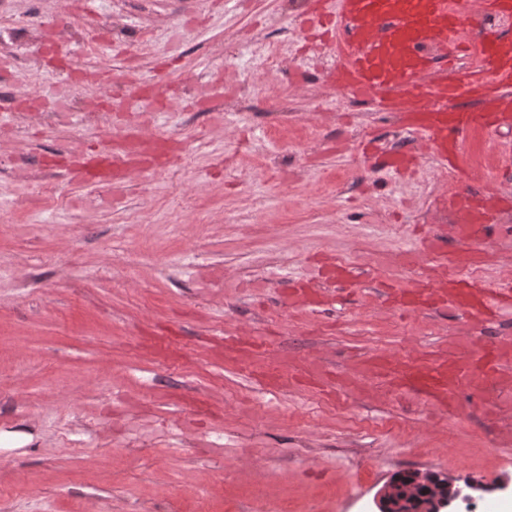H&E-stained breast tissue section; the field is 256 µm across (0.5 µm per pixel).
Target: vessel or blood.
<instances>
[{
	"mask_svg": "<svg viewBox=\"0 0 512 512\" xmlns=\"http://www.w3.org/2000/svg\"><path fill=\"white\" fill-rule=\"evenodd\" d=\"M490 17L511 21L512 0H311L306 19L296 23L304 33L313 24L321 29L320 40L310 44L314 52L337 47L332 83L366 93L376 111L397 113L433 165L458 177L448 197L454 223L439 225L419 242L429 257L426 276L385 285L386 302L451 307L474 324L512 308L511 282L492 286L458 271L480 259L498 214L512 208V198L496 189L470 187L465 171L469 138L477 132L497 134L512 124V38L485 31ZM472 49L478 52L474 68L461 60ZM362 154L391 175L417 167L413 156L377 143ZM104 165L94 153L74 152L67 173L88 181ZM452 235L469 241L465 256L449 255ZM261 347L257 337L244 336L232 339L224 351L237 356L244 377H265L274 385L296 381L295 373L280 374L275 363L255 361ZM306 378L322 390L356 391L372 381L381 395L414 396L435 411L467 413L475 397L501 408L512 396V338L478 347L453 342L408 358L378 353L342 380L321 365Z\"/></svg>",
	"mask_w": 512,
	"mask_h": 512,
	"instance_id": "obj_1",
	"label": "vessel or blood"
}]
</instances>
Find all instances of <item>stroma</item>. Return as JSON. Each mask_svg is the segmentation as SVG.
I'll return each instance as SVG.
<instances>
[{
    "instance_id": "obj_1",
    "label": "stroma",
    "mask_w": 512,
    "mask_h": 512,
    "mask_svg": "<svg viewBox=\"0 0 512 512\" xmlns=\"http://www.w3.org/2000/svg\"><path fill=\"white\" fill-rule=\"evenodd\" d=\"M71 13L59 55H40L38 34L0 29L17 59L0 73V512H375L383 485L412 470L492 485L476 512L511 503L512 446L480 402L463 417L431 415L414 400L268 388L224 360L237 336L336 372L374 352L512 333L506 318L471 328L367 294L279 302L281 288L313 278L317 258L379 280L420 273L423 258L402 260L420 229L451 223L447 194L419 192V175L377 171L357 150L375 135L422 154L397 137V117L317 83L285 0H0V16L32 14L46 31ZM106 17L124 44L151 32L132 64L174 100L145 133L184 144L157 173L127 175L112 206L106 184L42 163L107 147L111 122L90 125L82 109L94 88L54 127L10 104L36 87L53 93L79 67L111 72V50L89 58L82 42ZM259 32L304 66L299 86L284 69L271 77L293 88L294 112L275 117L265 100L218 119L190 108L185 75L247 80ZM490 143L471 136L469 181L512 193ZM27 175L54 183L65 204L19 210L13 190ZM157 336L174 356L155 354Z\"/></svg>"
}]
</instances>
